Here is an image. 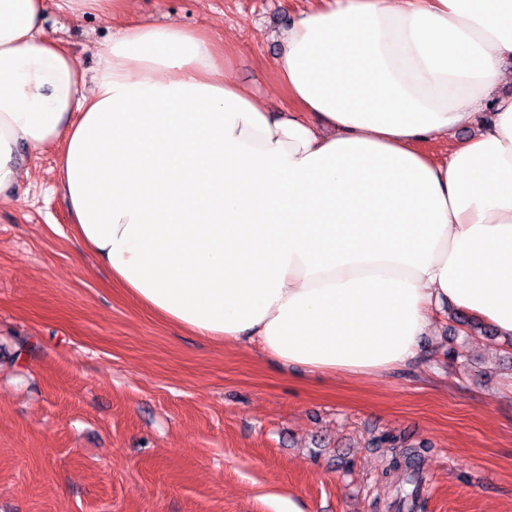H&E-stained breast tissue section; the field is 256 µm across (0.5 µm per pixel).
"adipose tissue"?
<instances>
[{
  "label": "adipose tissue",
  "instance_id": "obj_1",
  "mask_svg": "<svg viewBox=\"0 0 512 512\" xmlns=\"http://www.w3.org/2000/svg\"><path fill=\"white\" fill-rule=\"evenodd\" d=\"M54 2L117 27L92 85L44 33ZM131 6L0 0V202L19 150L61 147L74 233L113 280L308 373L406 365L449 303L512 340V0H319L277 36L278 118L224 42Z\"/></svg>",
  "mask_w": 512,
  "mask_h": 512
}]
</instances>
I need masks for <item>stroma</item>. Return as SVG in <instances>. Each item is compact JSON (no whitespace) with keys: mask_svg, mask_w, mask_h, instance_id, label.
Here are the masks:
<instances>
[{"mask_svg":"<svg viewBox=\"0 0 512 512\" xmlns=\"http://www.w3.org/2000/svg\"><path fill=\"white\" fill-rule=\"evenodd\" d=\"M305 6L135 0L131 19L226 40L281 112L274 36ZM44 28L91 81L111 22L54 7ZM24 168L0 206V512H413L386 469L414 441L423 512H512L511 343L446 314L405 366L296 374L139 304L76 240L58 150Z\"/></svg>","mask_w":512,"mask_h":512,"instance_id":"stroma-1","label":"stroma"}]
</instances>
